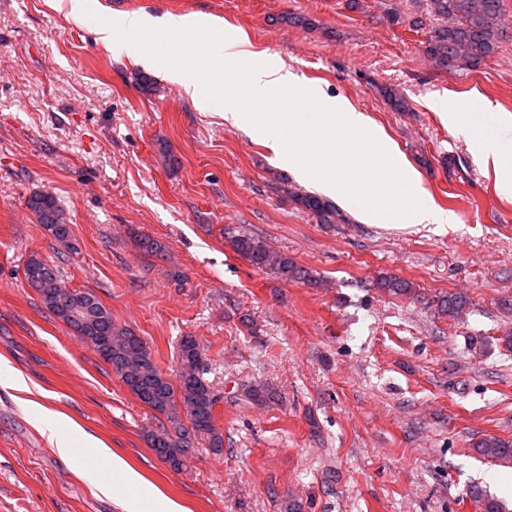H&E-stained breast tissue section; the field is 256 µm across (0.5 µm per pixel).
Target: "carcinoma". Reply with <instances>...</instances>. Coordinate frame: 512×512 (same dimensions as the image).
I'll use <instances>...</instances> for the list:
<instances>
[{
	"instance_id": "obj_1",
	"label": "carcinoma",
	"mask_w": 512,
	"mask_h": 512,
	"mask_svg": "<svg viewBox=\"0 0 512 512\" xmlns=\"http://www.w3.org/2000/svg\"><path fill=\"white\" fill-rule=\"evenodd\" d=\"M426 12L439 24L432 27L424 43V54L439 68L471 70L498 52L503 37L502 0H421ZM280 190L302 210L326 223L342 221L336 209L314 195H304L282 185ZM27 208L41 224L52 229L55 224L67 223L65 210L57 198L46 191L31 193ZM232 249L251 266L271 270L285 281L316 284L313 275L299 267L288 255L271 250L261 239L247 234L227 232ZM139 251L163 259L169 247L160 240L131 230ZM60 266L37 254L29 257L25 279L50 312H56L52 302L54 285L61 282ZM379 287L387 293L405 296L414 293L411 283L396 277H383ZM97 309L105 312L109 321L102 333L112 337V358L104 360L112 373L144 405L163 416L165 422L147 434L148 447L166 459L169 467L182 471L190 465L184 453L187 438L205 435L210 450H224V434L215 419V407L220 401L204 378L200 345L192 336L182 337L179 343V385L173 386L167 374L155 363L144 340L130 328L112 321V313L100 299ZM438 313L456 318L466 303L457 294L442 295L435 300ZM477 451L496 462L512 464V439L489 436L475 444Z\"/></svg>"
}]
</instances>
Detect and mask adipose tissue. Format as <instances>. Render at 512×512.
<instances>
[{"label": "adipose tissue", "instance_id": "ef3b65f1", "mask_svg": "<svg viewBox=\"0 0 512 512\" xmlns=\"http://www.w3.org/2000/svg\"><path fill=\"white\" fill-rule=\"evenodd\" d=\"M482 110L490 119L484 136L475 140L477 157L484 169L493 170L500 192L512 197V115L483 104Z\"/></svg>", "mask_w": 512, "mask_h": 512}]
</instances>
